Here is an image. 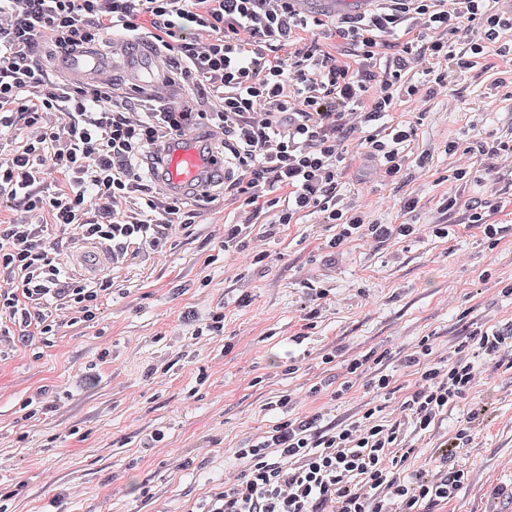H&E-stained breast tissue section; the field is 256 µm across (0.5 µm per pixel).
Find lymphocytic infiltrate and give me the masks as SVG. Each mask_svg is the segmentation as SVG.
<instances>
[{
	"label": "lymphocytic infiltrate",
	"mask_w": 512,
	"mask_h": 512,
	"mask_svg": "<svg viewBox=\"0 0 512 512\" xmlns=\"http://www.w3.org/2000/svg\"><path fill=\"white\" fill-rule=\"evenodd\" d=\"M495 2L384 0L373 13L337 26V38L358 59L351 65L325 51L293 50L322 21L292 12L289 0H0V14L10 15L0 24V141L20 124L35 131L0 158V203L22 204L116 249H158L169 227L181 223L183 210L176 201L158 207L134 162L165 131L203 120L224 131V160L239 172L231 190L245 205L277 207V223L318 214L321 223L338 228L329 242L333 248L354 237L410 236L415 225L369 224L361 212L337 208L347 115L358 112L365 124L385 120L380 132L365 137L364 150L385 178L395 179L415 128L394 111L417 89L410 84L395 90L403 84L412 43L395 56L390 78L374 73L372 63L386 46L384 33L413 14L425 29L474 30L493 45L512 29V16L503 17ZM113 28L175 53L180 76L208 87L215 108H168L135 121L100 88L51 83L35 60L38 40H50L67 54ZM55 111L69 114L66 128L43 126V114ZM49 170L63 173V188L37 191ZM133 197L139 201L135 211L88 221L89 202L109 207ZM0 270L11 276L10 286L0 289V320L30 308L45 336L53 331L45 307L58 302L90 322L111 290L105 280L64 283L36 224L0 228ZM511 351L508 324L469 330L450 348L444 367L432 361L430 343L420 341L404 357L406 366L418 368L419 380L399 407V422L378 423L373 407L331 428L322 427L315 414L280 422L260 441L238 449L247 463L243 477L212 496L203 512H434L468 484L469 470L454 459L471 444L486 409L470 408L445 440L440 467L413 466L409 436L430 433L449 408L468 397L477 384L476 357L496 361Z\"/></svg>",
	"instance_id": "1"
}]
</instances>
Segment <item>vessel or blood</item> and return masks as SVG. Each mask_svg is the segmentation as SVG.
Listing matches in <instances>:
<instances>
[{
    "label": "vessel or blood",
    "instance_id": "b4317fda",
    "mask_svg": "<svg viewBox=\"0 0 512 512\" xmlns=\"http://www.w3.org/2000/svg\"><path fill=\"white\" fill-rule=\"evenodd\" d=\"M118 57L122 58L132 81L148 90L164 93V83L157 75L152 52L140 47L135 40L113 43L108 55L94 50L70 53L64 58L63 65L70 74L108 85L112 82L113 62ZM218 136L214 129L207 130L201 139L179 133L170 136L162 150L166 158L163 175L169 194L181 196L209 185L222 168L223 160L211 153L205 143Z\"/></svg>",
    "mask_w": 512,
    "mask_h": 512
}]
</instances>
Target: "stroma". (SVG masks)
<instances>
[{"instance_id": "obj_1", "label": "stroma", "mask_w": 512, "mask_h": 512, "mask_svg": "<svg viewBox=\"0 0 512 512\" xmlns=\"http://www.w3.org/2000/svg\"><path fill=\"white\" fill-rule=\"evenodd\" d=\"M373 7L372 0H341L299 50L346 58L337 20ZM446 40L444 86L432 88L422 65L406 73L419 92L397 113L416 129L399 177L383 182L359 161L366 133L358 130L346 140L354 161L338 196L375 222L443 224L448 237L422 233L333 249L336 229L317 214L278 224L272 210L244 206L211 183L206 195L184 201L191 224L172 230L161 251L133 245L100 271L112 292L96 320L57 310L53 335L28 338L11 326L10 342L0 345V489L12 493L8 512H197L244 473L236 449L270 425L314 413L326 428L351 422L374 400L372 376L391 375L396 398L412 391L416 376L402 352L422 337L444 357L465 322H512V296L498 292L499 281H512V158L462 152L512 141V55L491 47L473 54L479 37L471 31ZM460 58L473 67L458 68ZM452 140L460 152H447ZM463 164L473 167L470 180L451 179L450 169ZM450 193L499 202L489 217L502 228L496 247L467 226L465 209L440 210ZM408 196L418 201L411 212L400 206ZM0 222L42 226L75 281L86 279L80 251L112 250L20 204L0 206ZM236 223L241 235L225 241V225ZM219 312L223 332L198 334ZM383 350L387 359L336 398L347 361ZM479 367L469 400L444 414L434 436L414 441L418 460L439 461L440 443L470 405H489L458 457L473 480L438 512H512V499L492 494L512 485V353ZM316 385L322 391L315 395ZM288 393L296 404L273 408ZM37 398L42 407L30 411ZM157 432L162 441H153Z\"/></svg>"}]
</instances>
